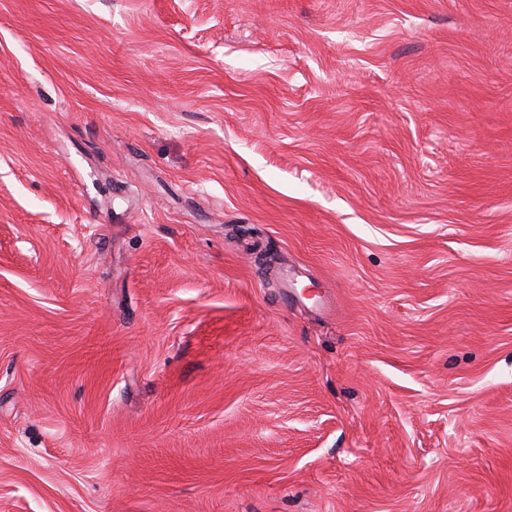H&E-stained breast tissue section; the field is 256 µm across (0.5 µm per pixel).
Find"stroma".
I'll list each match as a JSON object with an SVG mask.
<instances>
[{"label":"stroma","mask_w":512,"mask_h":512,"mask_svg":"<svg viewBox=\"0 0 512 512\" xmlns=\"http://www.w3.org/2000/svg\"><path fill=\"white\" fill-rule=\"evenodd\" d=\"M0 512H512V0H0Z\"/></svg>","instance_id":"1"}]
</instances>
